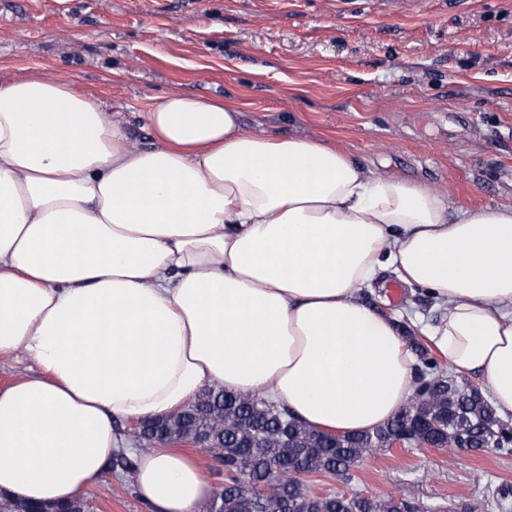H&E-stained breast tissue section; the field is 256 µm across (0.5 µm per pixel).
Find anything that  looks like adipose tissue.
Masks as SVG:
<instances>
[{
	"label": "adipose tissue",
	"instance_id": "ef3b65f1",
	"mask_svg": "<svg viewBox=\"0 0 512 512\" xmlns=\"http://www.w3.org/2000/svg\"><path fill=\"white\" fill-rule=\"evenodd\" d=\"M140 118L156 147L69 83H0V355L40 366L0 389V494L80 496L115 422L216 383L318 430L383 426L415 388L396 317L358 297L387 269L442 303L432 348L512 414V205L449 213L339 146L244 134L221 99L157 97ZM136 458L151 512L211 497L185 454Z\"/></svg>",
	"mask_w": 512,
	"mask_h": 512
}]
</instances>
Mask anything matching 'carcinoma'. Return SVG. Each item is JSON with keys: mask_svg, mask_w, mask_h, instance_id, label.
I'll use <instances>...</instances> for the list:
<instances>
[{"mask_svg": "<svg viewBox=\"0 0 512 512\" xmlns=\"http://www.w3.org/2000/svg\"><path fill=\"white\" fill-rule=\"evenodd\" d=\"M419 382L406 405L386 425L359 434L328 433L295 419L273 402L220 385L204 389L187 407L164 418L143 421L147 443H205L224 467L206 512H417L418 506L393 496L359 493L317 496L302 476L327 474L345 482L365 456L395 444L483 451H512V426L476 387L447 373L415 337H410ZM107 470L131 475L135 458L121 449ZM80 498L32 502L0 495V512H87Z\"/></svg>", "mask_w": 512, "mask_h": 512, "instance_id": "cac0c4a2", "label": "carcinoma"}]
</instances>
